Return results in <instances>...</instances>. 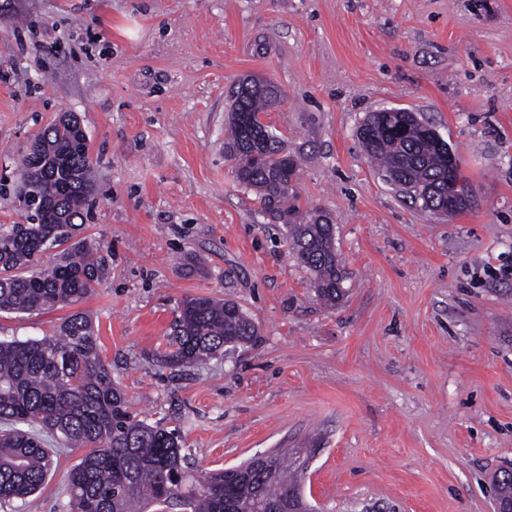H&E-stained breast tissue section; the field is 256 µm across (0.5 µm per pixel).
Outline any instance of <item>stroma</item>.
Segmentation results:
<instances>
[{"mask_svg":"<svg viewBox=\"0 0 512 512\" xmlns=\"http://www.w3.org/2000/svg\"><path fill=\"white\" fill-rule=\"evenodd\" d=\"M248 74L285 92L267 120L302 156V206L334 217L336 307L224 158ZM386 108L437 129L472 208L441 220L380 178L355 130ZM65 112L87 134L83 235L107 272L79 309L134 415L202 474L300 452L322 512H493L512 463V0H0V224L19 219L20 156ZM190 295L236 301L256 340L163 366ZM68 314L0 312V339ZM83 454L56 449L0 512H68Z\"/></svg>","mask_w":512,"mask_h":512,"instance_id":"35a3bbf8","label":"stroma"}]
</instances>
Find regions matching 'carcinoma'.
Masks as SVG:
<instances>
[{
  "mask_svg": "<svg viewBox=\"0 0 512 512\" xmlns=\"http://www.w3.org/2000/svg\"><path fill=\"white\" fill-rule=\"evenodd\" d=\"M224 158L238 184L258 196L270 223L285 226L289 252L310 276L316 297L334 307L345 272L336 224L318 207L302 210L294 182L299 166L276 128L259 121L284 101L268 80L249 75L233 87ZM356 136L400 196L431 214L472 203L460 172L448 175L450 146L429 123L401 108L369 112ZM50 155L38 168L22 162L25 223L0 224V312L31 313L75 306L104 279L98 248L76 239L90 219L93 165L80 122L65 116L32 141ZM168 334L161 362L173 369L254 341L257 327L233 300L187 296ZM0 502L24 499L52 466L42 434L67 448H86L68 475L69 512H311L300 485L307 461L288 451L269 467L227 468L196 476L181 438L135 419L112 370L101 359L91 319L69 315L42 339L0 340ZM495 492L512 498V470L495 476Z\"/></svg>",
  "mask_w": 512,
  "mask_h": 512,
  "instance_id": "1",
  "label": "carcinoma"
}]
</instances>
